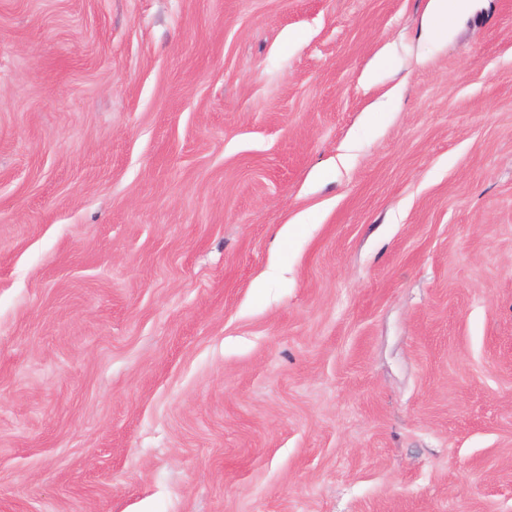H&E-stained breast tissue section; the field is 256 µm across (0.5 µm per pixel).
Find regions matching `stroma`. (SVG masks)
Wrapping results in <instances>:
<instances>
[{
  "mask_svg": "<svg viewBox=\"0 0 512 512\" xmlns=\"http://www.w3.org/2000/svg\"><path fill=\"white\" fill-rule=\"evenodd\" d=\"M428 5L0 0V512H512V0ZM428 21L433 31L442 25L448 24L450 19L459 10L463 0H429Z\"/></svg>",
  "mask_w": 512,
  "mask_h": 512,
  "instance_id": "35a3bbf8",
  "label": "stroma"
}]
</instances>
